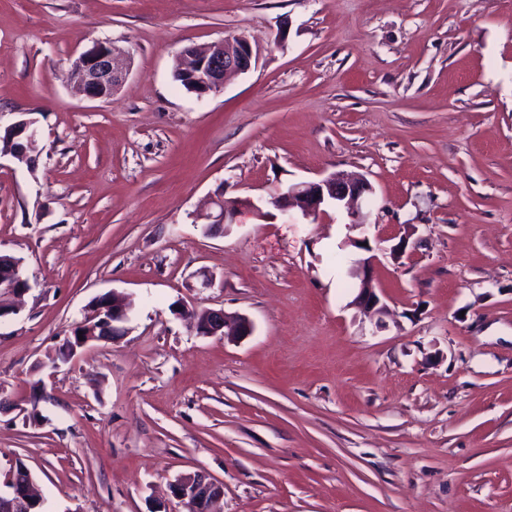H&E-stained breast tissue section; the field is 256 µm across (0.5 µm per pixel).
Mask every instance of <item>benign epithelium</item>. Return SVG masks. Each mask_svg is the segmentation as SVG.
Returning <instances> with one entry per match:
<instances>
[{
  "label": "benign epithelium",
  "instance_id": "7a95c632",
  "mask_svg": "<svg viewBox=\"0 0 512 512\" xmlns=\"http://www.w3.org/2000/svg\"><path fill=\"white\" fill-rule=\"evenodd\" d=\"M260 60V50L253 47L244 34H235L206 47L187 46L176 56V63L193 84L192 92L199 96L219 91L230 75L247 74ZM130 60L116 52L109 42L98 41L83 51L72 63L70 78L74 87L83 95L93 99H108L123 83L129 71ZM34 121L20 119L4 130L0 140L6 138L16 144L14 151L2 150L0 157L8 156L19 165L29 166L32 158L30 148L35 141ZM371 186L361 179H348L330 174L318 181H301L288 186L284 192L270 196L268 203L292 217L291 210L297 209L305 218H316L327 207L345 210L350 223L356 226L368 224L367 199ZM249 200H226L219 196L212 201L215 212L207 213L203 225L206 235L226 233L234 223L237 208ZM376 257L359 259L351 268V275L359 280L354 305L368 318L376 319L378 328L384 326L382 317L386 306L382 303L373 283L372 269ZM6 268L12 277L6 288L0 289V318L18 312L20 298L30 290L28 280L23 276L21 262L0 255V269ZM112 300L121 307L112 310V324L89 327L83 339L67 346L66 356L74 357L78 350L90 342L109 341L121 335L120 324L127 320V305L122 296L112 293ZM197 329L204 336H223L225 328L232 329V335L240 338L253 331L250 320L244 316L230 322L222 310L206 309L194 313ZM9 491L0 493V512H32L33 506L44 505L34 490L29 471L12 474L7 478ZM172 496L191 512H217L215 506L224 497L223 484L201 471L180 475L171 484Z\"/></svg>",
  "mask_w": 512,
  "mask_h": 512
}]
</instances>
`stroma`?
<instances>
[{
  "instance_id": "obj_1",
  "label": "stroma",
  "mask_w": 512,
  "mask_h": 512,
  "mask_svg": "<svg viewBox=\"0 0 512 512\" xmlns=\"http://www.w3.org/2000/svg\"><path fill=\"white\" fill-rule=\"evenodd\" d=\"M238 33L253 71L173 80ZM97 41L132 57L107 100L67 80ZM23 112L0 486L21 463L49 512H185L169 485L201 470L221 512H512V0H0V125ZM334 172L370 183L368 226L266 204ZM219 194L252 204L207 236ZM370 254L380 331L352 304ZM111 292L126 333L59 360ZM205 308L254 331L201 335ZM7 263L6 270L12 277L11 283L7 288L0 289V319L10 314L18 313V302L20 298L30 290L28 280L23 276L21 270V261H16L11 257L0 255V283L4 273H2L4 264Z\"/></svg>"
}]
</instances>
